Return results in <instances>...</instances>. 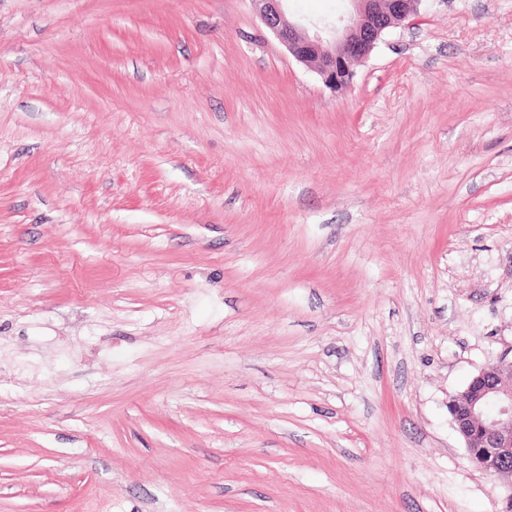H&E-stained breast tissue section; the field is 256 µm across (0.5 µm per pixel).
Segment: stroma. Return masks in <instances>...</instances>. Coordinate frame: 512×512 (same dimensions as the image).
Segmentation results:
<instances>
[{"label": "stroma", "mask_w": 512, "mask_h": 512, "mask_svg": "<svg viewBox=\"0 0 512 512\" xmlns=\"http://www.w3.org/2000/svg\"><path fill=\"white\" fill-rule=\"evenodd\" d=\"M326 88L249 0H0V512H499L512 0ZM448 412L477 467L508 480L503 499L507 511H501L512 512V358L500 357L480 369L466 389L448 401Z\"/></svg>", "instance_id": "stroma-1"}]
</instances>
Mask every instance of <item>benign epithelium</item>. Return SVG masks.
I'll use <instances>...</instances> for the list:
<instances>
[{
  "mask_svg": "<svg viewBox=\"0 0 512 512\" xmlns=\"http://www.w3.org/2000/svg\"><path fill=\"white\" fill-rule=\"evenodd\" d=\"M250 2L288 53L336 90L350 83L351 63L367 58L387 30L416 14L421 0H348L352 10L331 27L328 39L285 19L286 0ZM448 412L477 467L508 480L503 503L511 507L512 358L501 357L480 369L466 389L448 401Z\"/></svg>",
  "mask_w": 512,
  "mask_h": 512,
  "instance_id": "1",
  "label": "benign epithelium"
}]
</instances>
